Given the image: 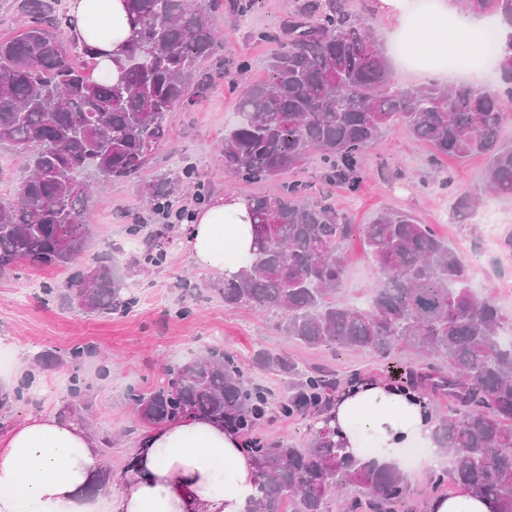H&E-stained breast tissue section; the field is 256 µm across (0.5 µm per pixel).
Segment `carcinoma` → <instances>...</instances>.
Wrapping results in <instances>:
<instances>
[{
  "instance_id": "carcinoma-1",
  "label": "carcinoma",
  "mask_w": 512,
  "mask_h": 512,
  "mask_svg": "<svg viewBox=\"0 0 512 512\" xmlns=\"http://www.w3.org/2000/svg\"><path fill=\"white\" fill-rule=\"evenodd\" d=\"M133 37L117 81L104 77L87 52L61 48L70 18L58 0H19L26 19L16 39L0 41V145L27 152V174L0 197V274L22 263L72 269L62 285L42 289L88 315L120 313L135 299L125 291L120 258L131 265L163 262L160 243L175 224L144 239L140 255L113 249L88 267L73 266L93 233L88 209L92 174L102 181L139 178L168 141L172 112L192 104L227 72L218 62L223 42L213 12L221 0H124ZM465 11L497 17L499 84L494 88L437 83L390 88L389 63L366 17L346 0H294L276 30L268 77L245 86L238 124L224 135V173L243 182H270L320 157L325 182L358 189L364 151L395 128L429 154L487 157L479 187L453 207L466 219L486 200L512 194V142L501 137L512 122V0H461ZM188 163L171 177L143 185L153 210L192 218L181 204V183H196ZM254 249L232 279L216 289L224 303L275 316L278 334L306 348H354L380 359L407 352L400 389L428 398L448 396L435 441L451 459L432 484L463 485L512 512V317L470 287L465 259L433 227L402 210L378 213L369 224L350 223L327 196L289 182L274 195L250 198ZM361 232L379 277L365 305L343 297L345 241ZM255 365L284 380L280 395L251 381L232 354L209 349L127 399L139 424L151 428L196 417L253 436L246 450L257 477L249 512H418L406 472L397 465L362 462L341 453L322 419L336 392L357 381L272 350ZM24 385L0 390V428ZM307 418L309 444L257 435L274 418Z\"/></svg>"
}]
</instances>
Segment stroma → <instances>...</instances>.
Instances as JSON below:
<instances>
[{"mask_svg":"<svg viewBox=\"0 0 512 512\" xmlns=\"http://www.w3.org/2000/svg\"><path fill=\"white\" fill-rule=\"evenodd\" d=\"M288 3L258 0L245 23L224 10L216 14L214 22L224 37L225 66L243 58L250 62L239 78L240 84L266 77L265 61L274 48L253 41L249 33L279 27L287 16ZM347 4L368 14L389 56L392 82L401 86L427 84L423 71L403 73L397 46L400 33L391 26L379 0H347ZM235 113V93L227 83L213 82L190 107L172 114L169 145L152 162L147 179L179 170L188 161L208 185L209 199L226 194L249 198L275 191L276 183L248 184L224 174L218 146ZM483 168L484 159L478 154L463 163L446 159L439 168H432L425 150L397 129L365 152L364 178L357 192L324 182L314 159L303 169L287 173L286 178L311 183L315 192L328 195L355 224L370 223L377 213L388 209L414 212L421 223L431 225L467 259L473 287L491 294L510 315L512 248H505L504 243L512 241V195L491 198L466 221L451 216L455 198L473 191ZM445 176L451 177V187H442ZM90 211L94 229L81 258L85 264L111 239L124 242L127 253H139L141 240L128 235V225L142 224L151 232L163 222L162 215L147 206L140 185L133 182L96 185ZM345 253L347 295L358 302L378 275L361 237H354ZM67 276L63 268L26 265L16 273L0 276V353L10 356L8 363H0V386L11 389L24 381L29 384L23 399L13 405V419L43 410L65 416L75 402L72 376L80 374L88 388L90 407L79 420L95 435L111 437L112 449L103 462L116 475L124 472L140 438L134 430L137 419L126 400L128 389L155 385L164 379L168 366L196 357L206 348L232 352L247 364L254 382L275 392L282 389L280 378L252 364L259 349H275L310 366L357 371L362 377L385 383L390 380L392 367L405 362L401 356L383 361L364 351L306 349L280 336L267 315L226 306L215 292L217 276L193 259L187 230L180 224L175 227L174 243L162 266L124 269V286L137 299L128 312L89 316L55 302L39 301L43 285L62 282ZM84 344L92 345L93 353L80 365H73L68 357L70 349ZM49 352L56 354V361L36 366L35 356Z\"/></svg>","mask_w":512,"mask_h":512,"instance_id":"1","label":"stroma"}]
</instances>
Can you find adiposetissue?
I'll list each match as a JSON object with an SVG mask.
<instances>
[{
  "instance_id": "ef3b65f1",
  "label": "adipose tissue",
  "mask_w": 512,
  "mask_h": 512,
  "mask_svg": "<svg viewBox=\"0 0 512 512\" xmlns=\"http://www.w3.org/2000/svg\"><path fill=\"white\" fill-rule=\"evenodd\" d=\"M68 36L112 57L131 37L123 0H71ZM188 247L203 268L238 271L253 247L250 203L228 195L199 211ZM329 425L345 452L379 464L403 462L414 448L443 460L427 397L378 382L354 384L330 411ZM101 440L79 421L51 411L31 413L0 435V512H245L255 466L238 436L206 420L150 430L100 498L88 485L100 466Z\"/></svg>"
}]
</instances>
